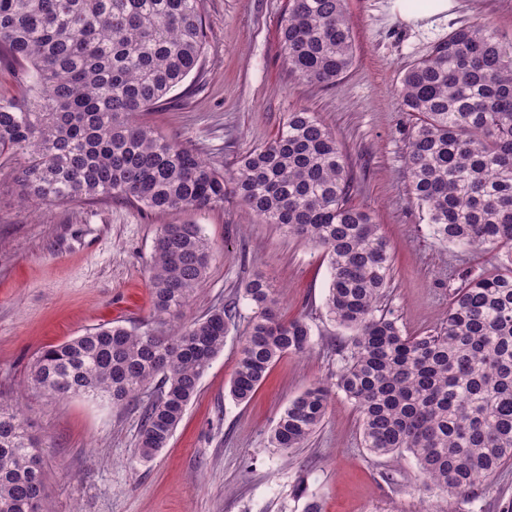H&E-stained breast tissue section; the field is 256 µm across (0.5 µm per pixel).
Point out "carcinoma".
Wrapping results in <instances>:
<instances>
[{
    "label": "carcinoma",
    "instance_id": "carcinoma-1",
    "mask_svg": "<svg viewBox=\"0 0 512 512\" xmlns=\"http://www.w3.org/2000/svg\"><path fill=\"white\" fill-rule=\"evenodd\" d=\"M203 0H0V56L28 65L23 100L0 98V157L24 156L25 197L45 204L119 197L154 212L202 211L232 194L257 220L322 249L326 316L352 333L334 386L357 408L364 445L412 456L425 485L467 497L512 461V40L488 23L460 26L409 65L396 93L408 132L412 201L435 239L495 254L466 270L440 326L409 336L381 309L392 260L371 214L350 203L353 178L336 135L314 113L287 114L275 138L224 176L179 142L135 121L165 104L207 45ZM281 52L299 78L333 86L351 68L345 0H288ZM212 247L200 225L163 224L154 243V320L172 333L101 326L43 349L31 371L50 398L122 406L151 386L137 457L165 448L200 381L224 351L234 308L183 321ZM230 396L249 401L274 363L310 346L304 318L285 320L262 276ZM330 390L293 399L270 437L300 448L325 418ZM43 445L0 400V512H50Z\"/></svg>",
    "mask_w": 512,
    "mask_h": 512
}]
</instances>
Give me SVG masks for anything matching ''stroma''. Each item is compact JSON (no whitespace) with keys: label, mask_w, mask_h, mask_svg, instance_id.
<instances>
[{"label":"stroma","mask_w":512,"mask_h":512,"mask_svg":"<svg viewBox=\"0 0 512 512\" xmlns=\"http://www.w3.org/2000/svg\"><path fill=\"white\" fill-rule=\"evenodd\" d=\"M286 0H204L208 42L202 64L169 103L140 114L224 172L273 140L287 113H316L336 134L353 173L352 204L374 216L393 267L384 304L403 333L439 326L467 269L492 255L439 243L408 194L407 132L396 94L412 61L461 25L490 23L512 39V0H455L446 18L415 27L393 0H345L355 45L336 85L299 79L285 66L280 23ZM18 160L0 158V396L22 407L44 443L53 512H512V463L478 486L472 501L429 490L415 459L364 448L357 412L332 393L322 426L303 447H272L289 402L330 382L338 343L351 334L325 315L330 270L320 249L251 216L236 198L203 212L157 213L101 198L45 205L22 201ZM201 225L213 258L186 319L235 303L223 352L204 375L168 446L150 462L135 454L141 415L156 389L113 407L80 397L46 401L27 384L47 346L104 324L140 329L152 321L149 270L163 224ZM264 276L286 318L304 317L311 348L273 366L249 403L229 395L252 307L245 282ZM305 495H298V482Z\"/></svg>","instance_id":"1"}]
</instances>
